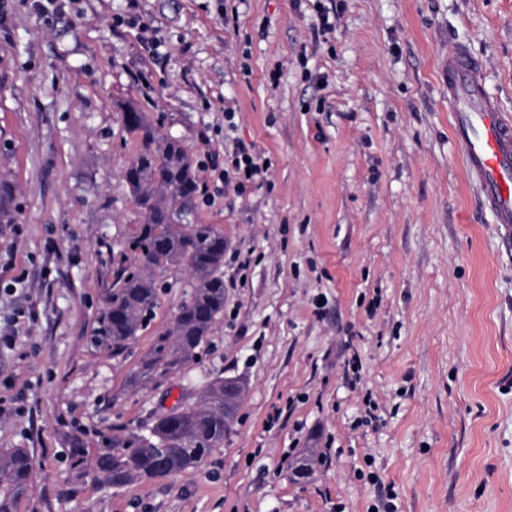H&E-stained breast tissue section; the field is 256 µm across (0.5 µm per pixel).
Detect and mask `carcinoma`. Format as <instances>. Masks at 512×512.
<instances>
[{"instance_id":"carcinoma-1","label":"carcinoma","mask_w":512,"mask_h":512,"mask_svg":"<svg viewBox=\"0 0 512 512\" xmlns=\"http://www.w3.org/2000/svg\"><path fill=\"white\" fill-rule=\"evenodd\" d=\"M122 119L142 143L122 173L139 211L140 221L128 241L136 264L122 271L108 290L93 335L96 345L118 352L147 329L160 290L155 268L179 266L190 274L173 327L155 335L138 371L128 379V386L137 390L194 360L224 316V252L229 242L214 225L193 217L199 179L182 140L132 105L123 109ZM11 197L10 185L0 182V224L14 223ZM228 382L222 375L211 378L197 402L155 415L139 433L103 437L91 459L79 453L76 464L89 466L99 483L113 488L194 470L224 444L231 430V422L224 419V400L240 401L245 390H231ZM34 475L27 449L0 451V512H16Z\"/></svg>"}]
</instances>
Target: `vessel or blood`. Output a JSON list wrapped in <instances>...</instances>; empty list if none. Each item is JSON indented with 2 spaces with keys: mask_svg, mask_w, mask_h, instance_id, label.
Here are the masks:
<instances>
[{
  "mask_svg": "<svg viewBox=\"0 0 512 512\" xmlns=\"http://www.w3.org/2000/svg\"><path fill=\"white\" fill-rule=\"evenodd\" d=\"M448 103L457 146L476 187L481 211L512 233V120L485 87L482 64L461 47L448 54Z\"/></svg>",
  "mask_w": 512,
  "mask_h": 512,
  "instance_id": "vessel-or-blood-1",
  "label": "vessel or blood"
}]
</instances>
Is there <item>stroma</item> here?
Segmentation results:
<instances>
[{
  "instance_id": "obj_1",
  "label": "stroma",
  "mask_w": 512,
  "mask_h": 512,
  "mask_svg": "<svg viewBox=\"0 0 512 512\" xmlns=\"http://www.w3.org/2000/svg\"><path fill=\"white\" fill-rule=\"evenodd\" d=\"M454 45L512 117V0H78L49 20L14 0L0 179L25 234L0 224V278L24 275L39 311L0 350V397L26 395L0 450L35 462L17 512H370L389 494L397 512H512V246L456 146L440 77ZM130 104L183 140L199 178L238 140L272 163L268 183L198 204L230 242L224 317L197 359L136 391L188 276L162 271L170 287L124 350L93 343L134 264ZM219 373L249 391L197 469L114 489L73 465Z\"/></svg>"
}]
</instances>
